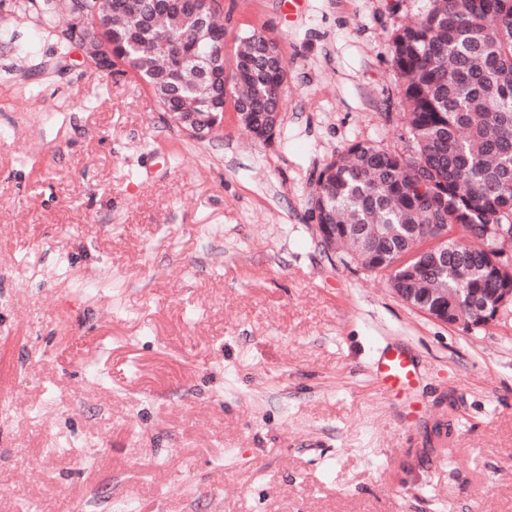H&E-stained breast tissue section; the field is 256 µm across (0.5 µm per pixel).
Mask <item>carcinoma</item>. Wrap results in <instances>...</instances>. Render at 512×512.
<instances>
[{
    "label": "carcinoma",
    "mask_w": 512,
    "mask_h": 512,
    "mask_svg": "<svg viewBox=\"0 0 512 512\" xmlns=\"http://www.w3.org/2000/svg\"><path fill=\"white\" fill-rule=\"evenodd\" d=\"M124 2L101 0L103 40L119 65L154 89L161 111L177 100L178 124L183 110L208 118L223 113L228 99L246 95L244 126L261 137L285 90L281 72L265 67L271 39L246 36L216 85L200 75L216 44L213 28L186 11L153 19L158 0H134L131 12ZM391 54L403 78L414 154L351 144L321 170L311 211L336 233L344 264L388 275L393 289L446 293L459 316L476 325L469 297L512 287L492 261L499 231L512 227V0H431L415 25L394 33ZM169 69L178 82L163 77ZM435 224L458 236L387 274L399 250L416 246L411 231L429 239Z\"/></svg>",
    "instance_id": "obj_1"
}]
</instances>
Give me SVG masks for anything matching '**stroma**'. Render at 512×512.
<instances>
[{
  "instance_id": "1",
  "label": "stroma",
  "mask_w": 512,
  "mask_h": 512,
  "mask_svg": "<svg viewBox=\"0 0 512 512\" xmlns=\"http://www.w3.org/2000/svg\"><path fill=\"white\" fill-rule=\"evenodd\" d=\"M222 3L225 55L285 62L271 139L190 136L0 0V512H512V307L437 322L309 209L349 144L411 155L390 38L430 0ZM415 364L404 351L389 350L374 361L373 372L380 386L387 392L410 384Z\"/></svg>"
}]
</instances>
